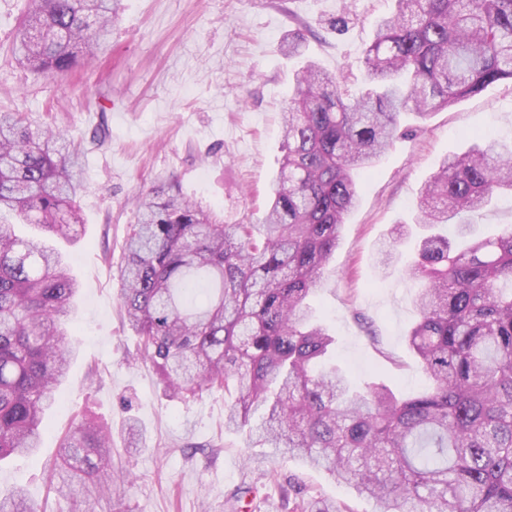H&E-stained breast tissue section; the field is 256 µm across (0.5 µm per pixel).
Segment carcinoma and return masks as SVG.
Returning a JSON list of instances; mask_svg holds the SVG:
<instances>
[{"label": "carcinoma", "instance_id": "cac0c4a2", "mask_svg": "<svg viewBox=\"0 0 512 512\" xmlns=\"http://www.w3.org/2000/svg\"><path fill=\"white\" fill-rule=\"evenodd\" d=\"M394 2L364 51L357 93L305 57L303 32L288 35L284 56L303 62L262 223L220 224L171 187L136 197L121 307L167 397H234L227 429L349 485L374 512H512V293L502 288L512 286V227L482 238L470 224L497 191H512V142L445 158L420 192L427 233L405 274L422 282L408 342L425 390H350L326 364L334 337L309 304L358 204L355 173L375 168L401 116L423 121L512 83V0ZM118 19L119 0H28L13 56L38 74L67 72L107 48ZM80 159L66 132L0 111V461L38 448L74 353L79 293L62 254L14 224L75 240ZM59 458L56 493L110 498L125 512L134 477L112 471L107 425L80 421ZM293 509L351 512L317 498ZM0 512L34 510L12 494L0 495Z\"/></svg>", "mask_w": 512, "mask_h": 512}]
</instances>
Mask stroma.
<instances>
[{
    "instance_id": "stroma-1",
    "label": "stroma",
    "mask_w": 512,
    "mask_h": 512,
    "mask_svg": "<svg viewBox=\"0 0 512 512\" xmlns=\"http://www.w3.org/2000/svg\"><path fill=\"white\" fill-rule=\"evenodd\" d=\"M345 3L358 16L349 31L320 25ZM27 4L0 0V109L67 131L82 147L84 224L63 247L81 287L70 323L78 355L44 417L36 455L0 463V493L21 494L39 512H111L104 499L57 498L48 482L64 434L87 412L112 426L113 468L135 477L128 512H289L287 490L372 512L348 485L226 430L231 396L165 397L151 365L137 357L121 309L120 266L133 201L154 188L177 186L227 224L260 223L282 158L279 113L297 68L282 43L308 22L316 31L308 56L349 75L358 91L362 51L394 0H121L109 49L55 76L12 57ZM486 132L512 138V84L491 85L422 124L404 119L379 164L361 174L360 203L313 299L353 384L384 380L406 394L424 386L406 339L417 319L419 285L403 274L413 247L400 246L386 269L378 248L394 225L412 222L440 160ZM129 418L143 429L134 448L124 434Z\"/></svg>"
}]
</instances>
